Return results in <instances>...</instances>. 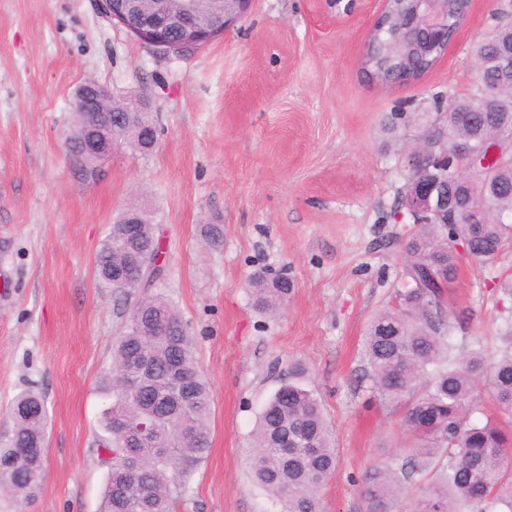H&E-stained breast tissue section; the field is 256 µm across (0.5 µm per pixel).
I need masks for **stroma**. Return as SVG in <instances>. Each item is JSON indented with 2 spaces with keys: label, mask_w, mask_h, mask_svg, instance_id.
<instances>
[{
  "label": "stroma",
  "mask_w": 512,
  "mask_h": 512,
  "mask_svg": "<svg viewBox=\"0 0 512 512\" xmlns=\"http://www.w3.org/2000/svg\"><path fill=\"white\" fill-rule=\"evenodd\" d=\"M383 0H254L233 30L167 54L102 10V0H0V436L22 389L46 397V462L24 512H98L109 465L98 452L103 380L144 289L99 283L95 257L128 204L145 208L164 250L153 287L179 310L212 390L211 447L177 475L176 512H283L253 481L256 420L290 365L333 429L340 468L320 512H362L361 479L405 462L415 439L364 375V328L394 307L400 241L384 223L420 134L413 113L476 87L472 47L501 24L499 0H472L456 46L423 78L383 85L363 69ZM145 102L157 142L128 144L96 171L74 160L73 91L86 80ZM202 224H219L222 246ZM287 269L294 288L274 316L255 310L248 277ZM457 352L512 350V245L463 260L446 292Z\"/></svg>",
  "instance_id": "1"
}]
</instances>
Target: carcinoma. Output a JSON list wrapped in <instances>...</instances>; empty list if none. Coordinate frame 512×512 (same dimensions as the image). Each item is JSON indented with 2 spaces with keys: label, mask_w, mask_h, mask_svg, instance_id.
<instances>
[{
  "label": "carcinoma",
  "mask_w": 512,
  "mask_h": 512,
  "mask_svg": "<svg viewBox=\"0 0 512 512\" xmlns=\"http://www.w3.org/2000/svg\"><path fill=\"white\" fill-rule=\"evenodd\" d=\"M201 22L224 13V0H197ZM410 13L404 0H389L367 50L363 69L382 84L401 74L418 80L434 65V52H421L401 38ZM442 24L453 33L464 21L458 0H446ZM512 50V25H502L490 39L473 46L481 70L474 93L448 102V115L420 112L414 120L422 134L411 149L416 163L399 196L401 210L414 206L413 187L426 179L448 191V208L464 212L448 223V212L435 202L434 211L402 245L408 287L398 303L375 313L363 338V358L378 400L406 408L404 423L418 440L411 458L398 465L382 460L364 478L363 512H486L491 503L512 510V422L488 417L475 421L486 385L499 410L512 417V352L495 360L479 346L461 358L452 354L450 324L445 319V288L458 270L456 245H469L473 259L487 261L512 240L506 223L512 218V155L476 168L461 178L450 166L436 164L455 146L466 144L479 155L494 142L512 135V77L500 70L503 51ZM105 133L120 142L131 136L122 106L108 100L98 108ZM139 246H127V225L118 220L100 244L96 271L102 283L125 294L142 287L136 278L112 282L115 268L148 263L146 282L160 277L156 227L140 217ZM206 243L218 247V224H202ZM255 307L273 312L290 295L291 283L266 270L249 279ZM306 367L296 361L288 381L266 402L252 433L253 476L261 489L285 500L287 512H319V492L335 476L339 454L321 400L305 384ZM112 395L100 419L98 446L106 452L123 449L107 460L110 466L99 512H136L131 491L139 495L142 512H173L169 473L190 467L210 449L211 387L195 357L177 308L165 297H143L112 346V370L104 380ZM14 426L0 440V497H32L44 470L46 409L42 395L21 390L9 405ZM152 423L146 443L133 444L127 430L133 420ZM292 445L288 465L278 445Z\"/></svg>",
  "instance_id": "carcinoma-1"
}]
</instances>
